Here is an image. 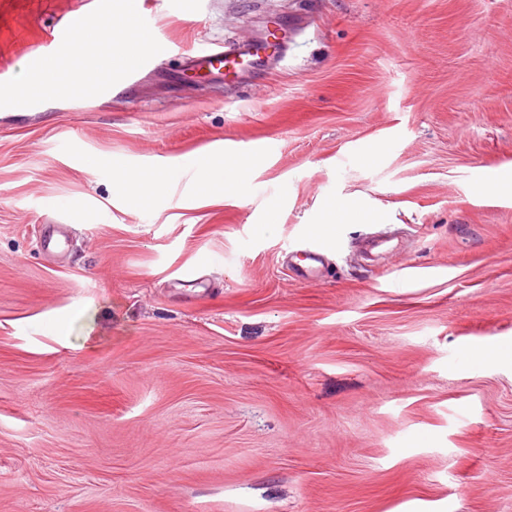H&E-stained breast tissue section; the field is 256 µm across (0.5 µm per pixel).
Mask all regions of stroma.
I'll return each instance as SVG.
<instances>
[{"instance_id":"35a3bbf8","label":"stroma","mask_w":512,"mask_h":512,"mask_svg":"<svg viewBox=\"0 0 512 512\" xmlns=\"http://www.w3.org/2000/svg\"><path fill=\"white\" fill-rule=\"evenodd\" d=\"M86 9L0 0V80ZM142 9L147 80L0 109V512H512V357H473L512 348V0ZM273 27L237 77L183 56ZM218 143L238 196L113 194ZM136 15H137L138 26L142 30L149 32L151 35L150 50L141 56V61H140V66H139V67H146V66L150 65L151 63H153L155 60L169 55L174 50V47L170 42H168L164 39H161L154 34L153 24L149 20V18H147L144 15V13L138 12ZM115 172L114 194L123 199L130 200L138 205L152 203L158 196L167 190L166 179L168 173L129 172L125 166L118 162L112 163ZM381 221L378 214L367 211L361 207L341 204L324 210L318 224H358L372 221Z\"/></svg>"}]
</instances>
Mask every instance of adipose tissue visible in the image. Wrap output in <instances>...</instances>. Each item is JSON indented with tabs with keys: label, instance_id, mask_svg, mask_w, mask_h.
<instances>
[{
	"label": "adipose tissue",
	"instance_id": "ef3b65f1",
	"mask_svg": "<svg viewBox=\"0 0 512 512\" xmlns=\"http://www.w3.org/2000/svg\"><path fill=\"white\" fill-rule=\"evenodd\" d=\"M103 43L107 49L104 59L96 67H89L81 52L64 58H50L32 53L22 68L17 95L35 99L67 98L77 88L90 81L109 80L125 67L132 66L146 48V40L139 36L133 23L121 26L105 23L102 26ZM179 169L193 173L206 198L220 200L233 196L244 175L243 167L224 156L223 149L208 150L205 155L190 154L181 158ZM114 194L139 205L152 203L167 189L166 173L131 172L120 162H113Z\"/></svg>",
	"mask_w": 512,
	"mask_h": 512
}]
</instances>
